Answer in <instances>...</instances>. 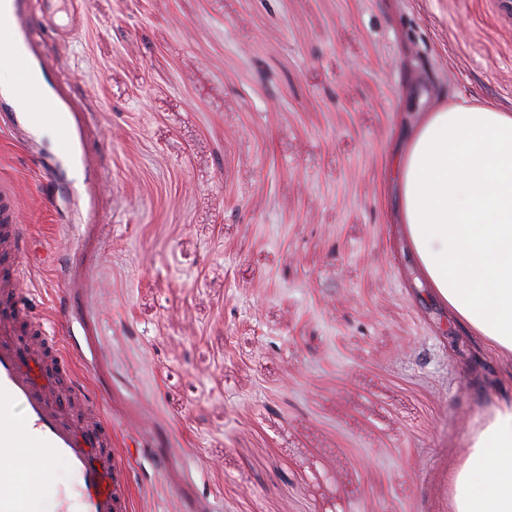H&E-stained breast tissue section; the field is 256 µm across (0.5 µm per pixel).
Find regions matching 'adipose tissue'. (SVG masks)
Listing matches in <instances>:
<instances>
[{"mask_svg":"<svg viewBox=\"0 0 512 512\" xmlns=\"http://www.w3.org/2000/svg\"><path fill=\"white\" fill-rule=\"evenodd\" d=\"M398 222L450 317L512 365V113L461 98L411 117ZM448 512H512V390L469 426Z\"/></svg>","mask_w":512,"mask_h":512,"instance_id":"adipose-tissue-1","label":"adipose tissue"}]
</instances>
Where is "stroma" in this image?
<instances>
[{
  "label": "stroma",
  "mask_w": 512,
  "mask_h": 512,
  "mask_svg": "<svg viewBox=\"0 0 512 512\" xmlns=\"http://www.w3.org/2000/svg\"><path fill=\"white\" fill-rule=\"evenodd\" d=\"M60 126L0 85L19 264L112 414L132 512H448L512 368L416 299L410 99L512 112L497 0H10ZM417 39L442 94L414 92Z\"/></svg>",
  "instance_id": "stroma-1"
}]
</instances>
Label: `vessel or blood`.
Returning <instances> with one entry per match:
<instances>
[{
	"label": "vessel or blood",
	"mask_w": 512,
	"mask_h": 512,
	"mask_svg": "<svg viewBox=\"0 0 512 512\" xmlns=\"http://www.w3.org/2000/svg\"><path fill=\"white\" fill-rule=\"evenodd\" d=\"M6 62L31 90L18 100L30 122L59 121L35 88L27 46L11 15L0 11ZM10 183L0 182V263L10 264L26 243ZM33 285L21 273L0 277V512H29L54 461H64L77 482L55 493V512H128L129 489L115 463L112 418L89 401L77 356L66 351L47 318L27 303Z\"/></svg>",
	"instance_id": "obj_1"
}]
</instances>
